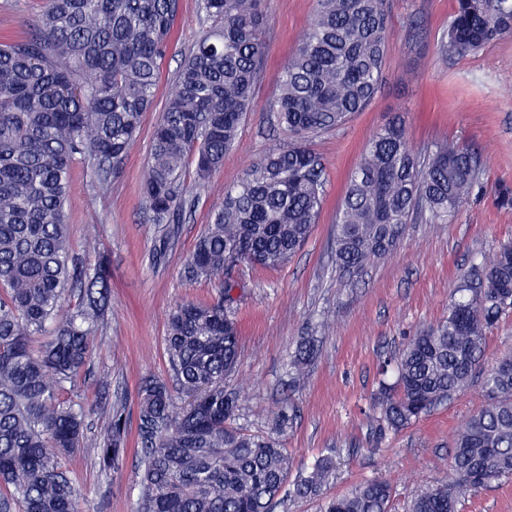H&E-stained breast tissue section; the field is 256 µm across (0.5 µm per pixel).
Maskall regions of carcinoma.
<instances>
[{
    "mask_svg": "<svg viewBox=\"0 0 512 512\" xmlns=\"http://www.w3.org/2000/svg\"><path fill=\"white\" fill-rule=\"evenodd\" d=\"M200 10L211 26L178 71L141 185L165 246L185 221L187 163L196 189H207L254 107L268 55L267 0H200ZM179 11L180 0H43L32 27L0 37V512H80L60 463L73 448L96 449L106 473L126 466L125 407H112L88 445L85 407L63 398L85 369L111 300L107 260L89 269L74 255L71 169L86 164L102 189L121 169L153 108ZM511 37L512 0H456L438 59ZM388 42L386 0H317L270 104L288 144L224 191L183 261L184 277L213 284L217 296L175 308L166 337L173 378L148 379L139 391V512H273L285 489L319 500V512H388L385 481L324 494L335 468L328 455L288 482L292 463L278 436L292 415L282 408L272 432L250 433L236 425L238 396L224 391L240 353L229 270H278L303 247L327 186L308 141L371 103ZM486 165L467 144L411 149L393 118L366 144L346 188L336 266L352 277L392 251L405 225L450 222L482 188ZM75 290L77 307L58 318ZM455 293L448 319L418 331L382 366L395 380L381 383L372 416L379 433L403 429L469 386L488 330L512 310V243L490 266L473 268ZM315 354L316 339L302 337L290 362L293 385L304 383ZM483 389L487 405L455 437L454 481L421 491L409 512H448V500L464 491L512 478V356L492 365Z\"/></svg>",
    "mask_w": 512,
    "mask_h": 512,
    "instance_id": "1",
    "label": "carcinoma"
}]
</instances>
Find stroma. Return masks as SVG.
Masks as SVG:
<instances>
[{"label":"stroma","instance_id":"stroma-1","mask_svg":"<svg viewBox=\"0 0 512 512\" xmlns=\"http://www.w3.org/2000/svg\"><path fill=\"white\" fill-rule=\"evenodd\" d=\"M182 18L162 64L153 112L108 190L95 186L90 170L76 164L69 212L74 248L98 243L85 255L87 266L106 257L112 273L109 319L97 337L86 374L69 395L90 411L89 434L106 427L110 407L122 402L128 416V448L137 439L138 393L144 380L170 378L165 351L171 310L186 300L208 301L216 290L206 281L189 282L181 265L224 191L266 151L288 134L270 112L282 68L315 17L314 0H269V53L236 143L200 193L165 258L156 259L162 234L152 224L140 191L151 153V135L161 108L175 87L180 63L209 23L199 0H181ZM390 41L383 76L370 105L339 129L313 137L310 146L327 173L325 203L306 244L286 266L268 271L236 267L240 283L231 311L241 330L239 363L224 388L239 396V423L270 431L272 413L289 404L296 417L281 438L293 473L312 467L324 454L336 460L327 494L349 493L357 484L389 480L391 512H405L426 487L449 480L447 459L460 426L485 403L483 371L512 354V313L487 334L482 371L452 403L432 410L398 433L378 436L368 413L378 394L379 366L401 351L408 336L444 321L457 286L472 267L491 263L512 243V209L501 208L495 191L512 186V38L468 56L436 63L454 0H386ZM403 113L405 138L418 148L431 143L478 145L490 158L482 188L447 224L406 225L396 248L375 260L356 281L339 273L332 252L336 214L348 181L368 140L395 114ZM333 326L321 330L322 318ZM321 339L304 384L288 388V362L299 337ZM62 466L80 490L82 512H136L141 486L136 455L117 475L101 471L92 448H79Z\"/></svg>","mask_w":512,"mask_h":512}]
</instances>
